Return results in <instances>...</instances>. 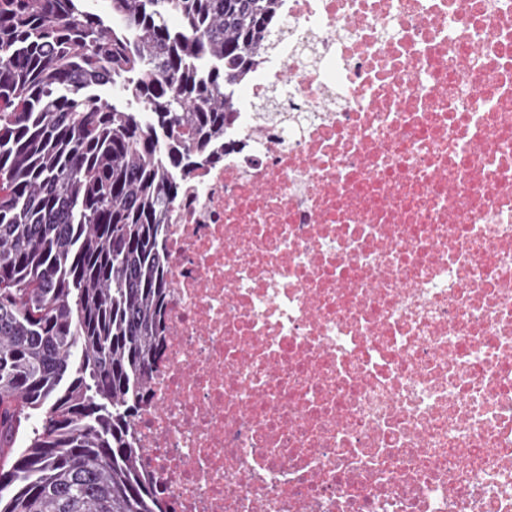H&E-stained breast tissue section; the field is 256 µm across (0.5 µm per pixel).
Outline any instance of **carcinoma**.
I'll use <instances>...</instances> for the list:
<instances>
[{
    "label": "carcinoma",
    "instance_id": "obj_1",
    "mask_svg": "<svg viewBox=\"0 0 512 512\" xmlns=\"http://www.w3.org/2000/svg\"><path fill=\"white\" fill-rule=\"evenodd\" d=\"M0 0V512H172L140 464L172 205L279 0Z\"/></svg>",
    "mask_w": 512,
    "mask_h": 512
}]
</instances>
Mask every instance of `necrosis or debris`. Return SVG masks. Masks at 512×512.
I'll list each match as a JSON object with an SVG mask.
<instances>
[{"instance_id": "necrosis-or-debris-1", "label": "necrosis or debris", "mask_w": 512, "mask_h": 512, "mask_svg": "<svg viewBox=\"0 0 512 512\" xmlns=\"http://www.w3.org/2000/svg\"><path fill=\"white\" fill-rule=\"evenodd\" d=\"M166 236L173 512H512V0H281Z\"/></svg>"}]
</instances>
